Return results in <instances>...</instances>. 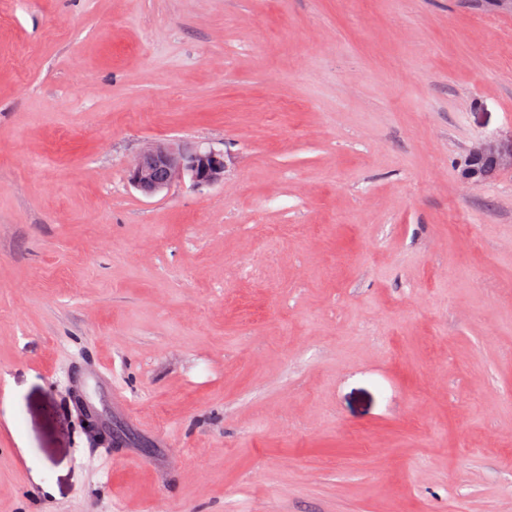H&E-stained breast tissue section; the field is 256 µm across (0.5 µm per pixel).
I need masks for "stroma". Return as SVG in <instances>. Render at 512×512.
Returning a JSON list of instances; mask_svg holds the SVG:
<instances>
[{
	"instance_id": "1",
	"label": "stroma",
	"mask_w": 512,
	"mask_h": 512,
	"mask_svg": "<svg viewBox=\"0 0 512 512\" xmlns=\"http://www.w3.org/2000/svg\"><path fill=\"white\" fill-rule=\"evenodd\" d=\"M6 6L0 512H512V0ZM224 153L211 147L191 149L162 141L147 142L127 167L131 185L152 196L187 178L194 187H211L224 180ZM163 178L158 179V174Z\"/></svg>"
}]
</instances>
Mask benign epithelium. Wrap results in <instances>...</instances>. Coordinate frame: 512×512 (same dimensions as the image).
<instances>
[{
  "mask_svg": "<svg viewBox=\"0 0 512 512\" xmlns=\"http://www.w3.org/2000/svg\"><path fill=\"white\" fill-rule=\"evenodd\" d=\"M476 160L512 164V147L504 149L494 144L482 145L472 152ZM224 152L211 147L191 149L162 141L146 143L127 167L131 185L142 194L152 196L169 189L172 185L189 180L197 188L211 187L224 181ZM75 404L87 428L99 436L102 443L110 445L115 437L99 430L95 420L84 413L80 398Z\"/></svg>",
  "mask_w": 512,
  "mask_h": 512,
  "instance_id": "benign-epithelium-1",
  "label": "benign epithelium"
}]
</instances>
